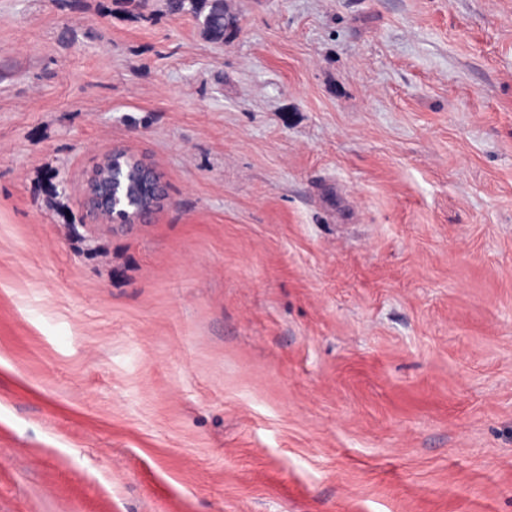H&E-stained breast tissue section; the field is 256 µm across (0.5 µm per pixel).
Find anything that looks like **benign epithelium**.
<instances>
[{
    "mask_svg": "<svg viewBox=\"0 0 512 512\" xmlns=\"http://www.w3.org/2000/svg\"><path fill=\"white\" fill-rule=\"evenodd\" d=\"M125 151L105 154L88 179L86 204L90 214L112 221L121 213L124 224H143L167 201L165 187L156 171L145 161L134 159L133 168L117 164L115 157Z\"/></svg>",
    "mask_w": 512,
    "mask_h": 512,
    "instance_id": "7a95c632",
    "label": "benign epithelium"
}]
</instances>
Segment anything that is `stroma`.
<instances>
[{
  "label": "stroma",
  "instance_id": "1",
  "mask_svg": "<svg viewBox=\"0 0 512 512\" xmlns=\"http://www.w3.org/2000/svg\"><path fill=\"white\" fill-rule=\"evenodd\" d=\"M224 7L0 0V512H512V0ZM169 10L174 16L192 14L199 18L204 10L202 26L212 40L224 41L232 32L233 19L224 11V0H168ZM128 155L114 149L105 154L88 179L86 204L90 214L100 220L111 222L114 212H121L124 224H143L150 220L155 211L162 208L168 197L165 187L156 171L145 161L133 157L132 167L138 181L139 192L129 195L126 181L131 169L116 164L117 155Z\"/></svg>",
  "mask_w": 512,
  "mask_h": 512
}]
</instances>
